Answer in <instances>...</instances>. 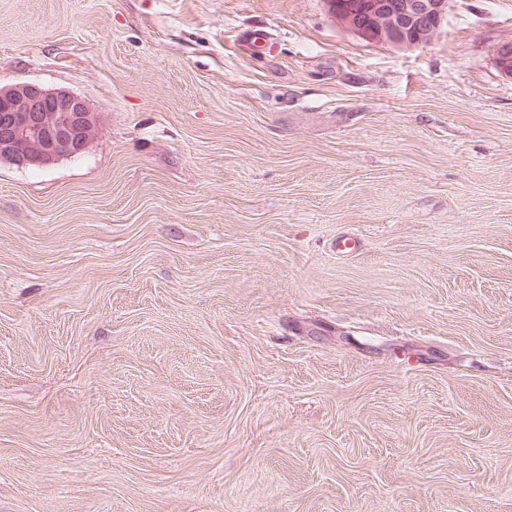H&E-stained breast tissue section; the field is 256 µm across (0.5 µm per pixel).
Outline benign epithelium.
Masks as SVG:
<instances>
[{
  "label": "benign epithelium",
  "mask_w": 512,
  "mask_h": 512,
  "mask_svg": "<svg viewBox=\"0 0 512 512\" xmlns=\"http://www.w3.org/2000/svg\"><path fill=\"white\" fill-rule=\"evenodd\" d=\"M450 0H368L356 12L339 0H325L342 28L366 41L399 48L431 42ZM496 66L512 77V41L496 49ZM98 117L81 96L32 83L0 85V161L20 167L45 166L84 153L93 141Z\"/></svg>",
  "instance_id": "1"
}]
</instances>
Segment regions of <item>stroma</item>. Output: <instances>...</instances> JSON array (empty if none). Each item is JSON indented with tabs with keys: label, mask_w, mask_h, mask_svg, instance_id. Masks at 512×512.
Here are the masks:
<instances>
[{
	"label": "stroma",
	"mask_w": 512,
	"mask_h": 512,
	"mask_svg": "<svg viewBox=\"0 0 512 512\" xmlns=\"http://www.w3.org/2000/svg\"><path fill=\"white\" fill-rule=\"evenodd\" d=\"M512 0H0V512H512ZM358 238L340 254V237ZM325 0L327 11L342 28L366 41L399 48L431 42L448 12L450 0ZM395 1V2H393ZM351 7V8H350ZM365 15V18H361ZM0 161L45 166L84 153L98 117L81 96L32 83L0 85Z\"/></svg>",
	"instance_id": "35a3bbf8"
}]
</instances>
